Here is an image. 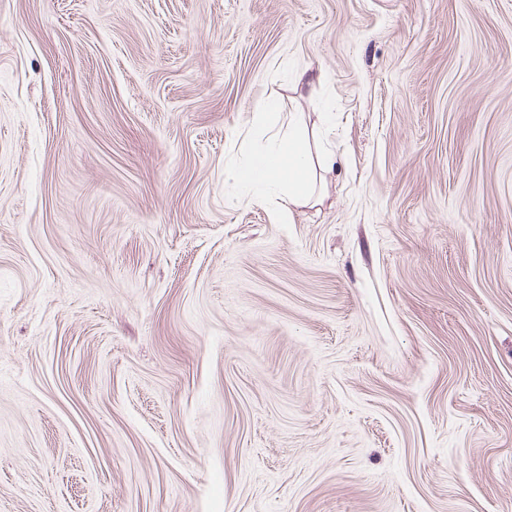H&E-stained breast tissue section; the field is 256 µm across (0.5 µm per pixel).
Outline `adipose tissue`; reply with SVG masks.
Returning <instances> with one entry per match:
<instances>
[{
    "label": "adipose tissue",
    "instance_id": "obj_1",
    "mask_svg": "<svg viewBox=\"0 0 512 512\" xmlns=\"http://www.w3.org/2000/svg\"><path fill=\"white\" fill-rule=\"evenodd\" d=\"M270 114L258 107L254 114L253 131L267 137L268 147L257 153L245 166L230 170L229 177L244 187L279 188L285 199L295 205H315L322 196L313 181L314 167L333 171L336 159L329 154L312 155L309 136L305 128L292 124L285 131H272Z\"/></svg>",
    "mask_w": 512,
    "mask_h": 512
}]
</instances>
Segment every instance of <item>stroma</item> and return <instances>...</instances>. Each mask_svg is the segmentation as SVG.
<instances>
[{
    "label": "stroma",
    "instance_id": "35a3bbf8",
    "mask_svg": "<svg viewBox=\"0 0 512 512\" xmlns=\"http://www.w3.org/2000/svg\"><path fill=\"white\" fill-rule=\"evenodd\" d=\"M0 512H512V0H0ZM270 117L271 112H266L264 106L254 112L253 132L261 138L267 135L269 146L246 166L229 170L230 179L250 188L275 185L288 204L320 203L323 197L316 191L312 177L314 161L307 130L288 120V129L271 132Z\"/></svg>",
    "mask_w": 512,
    "mask_h": 512
}]
</instances>
